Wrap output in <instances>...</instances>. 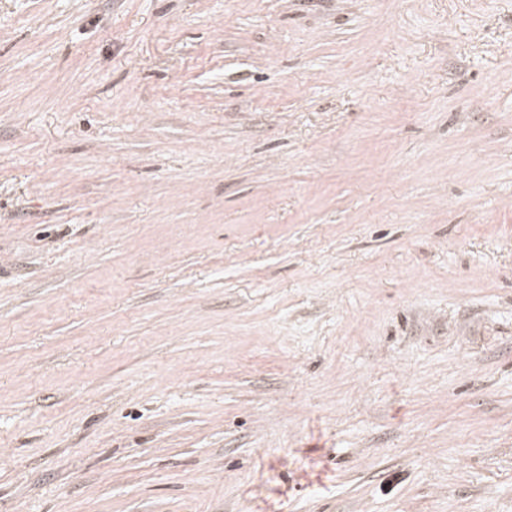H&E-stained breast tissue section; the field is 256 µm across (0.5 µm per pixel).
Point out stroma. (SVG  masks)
Listing matches in <instances>:
<instances>
[{
	"label": "stroma",
	"instance_id": "35a3bbf8",
	"mask_svg": "<svg viewBox=\"0 0 512 512\" xmlns=\"http://www.w3.org/2000/svg\"><path fill=\"white\" fill-rule=\"evenodd\" d=\"M0 512H512V0H0Z\"/></svg>",
	"mask_w": 512,
	"mask_h": 512
}]
</instances>
